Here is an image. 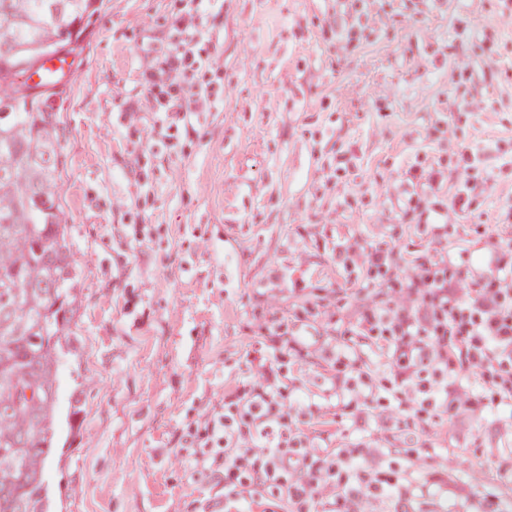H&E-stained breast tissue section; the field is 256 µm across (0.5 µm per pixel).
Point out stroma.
Masks as SVG:
<instances>
[{
  "label": "stroma",
  "instance_id": "35a3bbf8",
  "mask_svg": "<svg viewBox=\"0 0 512 512\" xmlns=\"http://www.w3.org/2000/svg\"><path fill=\"white\" fill-rule=\"evenodd\" d=\"M512 0H103L57 127L74 284L58 334L43 512H221L205 429L230 396L286 376L308 451L386 448V476L446 493L408 512H512V399L466 357L452 421L398 427L364 249L488 272L512 239ZM194 33L207 99L160 112L143 74ZM315 342L270 352L265 327ZM369 384L339 415L337 371Z\"/></svg>",
  "mask_w": 512,
  "mask_h": 512
}]
</instances>
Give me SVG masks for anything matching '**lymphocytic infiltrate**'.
<instances>
[{
  "label": "lymphocytic infiltrate",
  "instance_id": "obj_1",
  "mask_svg": "<svg viewBox=\"0 0 512 512\" xmlns=\"http://www.w3.org/2000/svg\"><path fill=\"white\" fill-rule=\"evenodd\" d=\"M191 54L188 41L168 46L146 74V83L159 91L158 111L188 112L205 100V90L186 78ZM398 286L406 303L357 312L354 325L363 335L385 338L400 392L416 389L422 373L447 369L452 355L463 354L487 370L501 397L512 396V270L506 264L470 281L424 266ZM284 388L276 376L229 401L236 418L222 426L224 457L201 462L224 483V512H243L248 501L273 488L318 512H364L369 499L393 502L411 495L409 484L393 487L382 478L387 449H371L378 465L364 471L358 447L324 454L289 448L292 419Z\"/></svg>",
  "mask_w": 512,
  "mask_h": 512
}]
</instances>
